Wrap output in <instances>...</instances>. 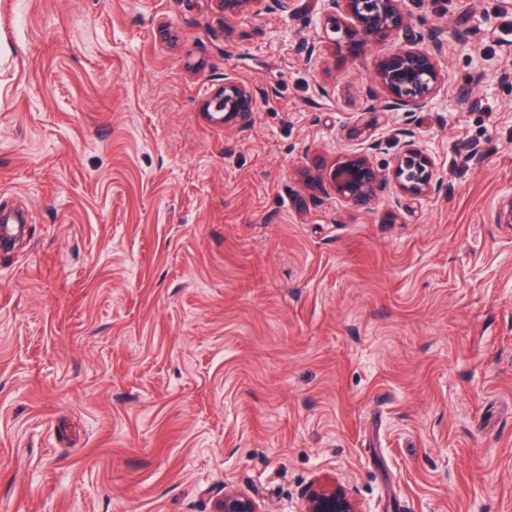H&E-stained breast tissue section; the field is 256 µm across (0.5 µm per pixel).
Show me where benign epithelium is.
Masks as SVG:
<instances>
[{
  "label": "benign epithelium",
  "mask_w": 512,
  "mask_h": 512,
  "mask_svg": "<svg viewBox=\"0 0 512 512\" xmlns=\"http://www.w3.org/2000/svg\"><path fill=\"white\" fill-rule=\"evenodd\" d=\"M226 15L257 12L268 0H212ZM323 30L336 52L354 56L360 46L382 42L408 26L404 0H324ZM443 45L439 32L429 31L420 43L378 56L372 79L385 95V103L405 112L428 106L442 84L439 56ZM204 110L218 114L221 122L236 121L256 111L253 88L224 78V87L204 103ZM435 160L428 153L403 142L390 169L379 167L368 151L343 155L328 168L305 174L309 181L324 183L337 198L350 205L366 204L394 184L413 197L435 191ZM216 512H267L252 497L224 489ZM303 512H362L346 490L335 482L318 484L306 496Z\"/></svg>",
  "instance_id": "1"
}]
</instances>
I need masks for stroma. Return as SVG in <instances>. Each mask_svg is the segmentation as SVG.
Returning a JSON list of instances; mask_svg holds the SVG:
<instances>
[{
	"label": "stroma",
	"mask_w": 512,
	"mask_h": 512,
	"mask_svg": "<svg viewBox=\"0 0 512 512\" xmlns=\"http://www.w3.org/2000/svg\"><path fill=\"white\" fill-rule=\"evenodd\" d=\"M312 58L321 0H0V512H512V0H405ZM441 32L422 111L374 59ZM246 122L202 109L225 78ZM436 162L363 206L300 174L401 128ZM274 1L282 11L289 10L294 0H213L216 8L224 15L238 16L249 12H257L266 7V2ZM303 512H362L346 490L336 482H325L311 489ZM216 512H266L252 497L237 491L224 489V496L217 502Z\"/></svg>",
	"instance_id": "obj_1"
}]
</instances>
